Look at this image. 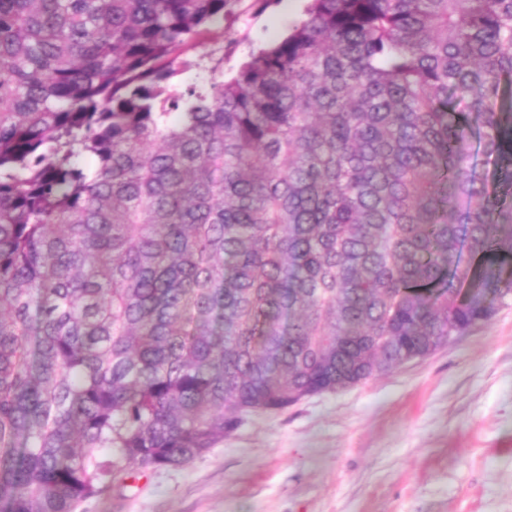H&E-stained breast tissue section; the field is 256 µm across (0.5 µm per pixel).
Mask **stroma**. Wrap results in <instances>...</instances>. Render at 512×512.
<instances>
[{"label":"stroma","mask_w":512,"mask_h":512,"mask_svg":"<svg viewBox=\"0 0 512 512\" xmlns=\"http://www.w3.org/2000/svg\"><path fill=\"white\" fill-rule=\"evenodd\" d=\"M250 0L208 39L225 75L306 0ZM82 512H512V299L432 355L278 413L183 467L123 473Z\"/></svg>","instance_id":"1"}]
</instances>
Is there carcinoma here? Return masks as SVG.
<instances>
[{"label": "carcinoma", "mask_w": 512, "mask_h": 512, "mask_svg": "<svg viewBox=\"0 0 512 512\" xmlns=\"http://www.w3.org/2000/svg\"><path fill=\"white\" fill-rule=\"evenodd\" d=\"M236 2L0 0V512H78L512 296V0H308L178 87Z\"/></svg>", "instance_id": "1"}]
</instances>
